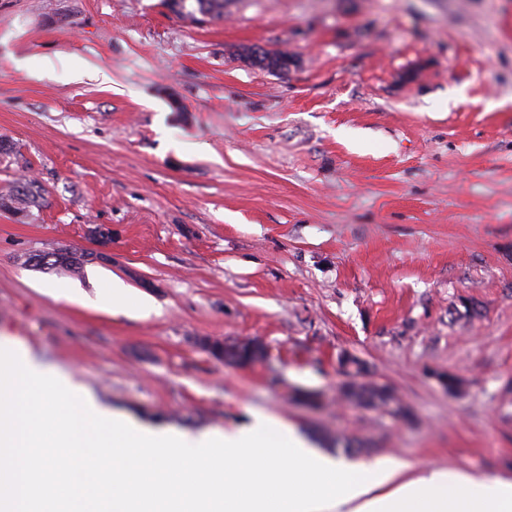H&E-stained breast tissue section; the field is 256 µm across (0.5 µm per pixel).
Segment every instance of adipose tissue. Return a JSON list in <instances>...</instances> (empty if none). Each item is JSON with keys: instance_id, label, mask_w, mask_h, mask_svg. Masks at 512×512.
I'll use <instances>...</instances> for the list:
<instances>
[{"instance_id": "adipose-tissue-1", "label": "adipose tissue", "mask_w": 512, "mask_h": 512, "mask_svg": "<svg viewBox=\"0 0 512 512\" xmlns=\"http://www.w3.org/2000/svg\"><path fill=\"white\" fill-rule=\"evenodd\" d=\"M0 512H512V481L348 464L265 414L189 437L105 410L27 351L0 347ZM53 496H46L47 488Z\"/></svg>"}]
</instances>
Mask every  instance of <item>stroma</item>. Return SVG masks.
Instances as JSON below:
<instances>
[{
    "mask_svg": "<svg viewBox=\"0 0 512 512\" xmlns=\"http://www.w3.org/2000/svg\"><path fill=\"white\" fill-rule=\"evenodd\" d=\"M0 140V192L44 198L0 209L1 344L192 436L263 411L340 460L512 479V0H0ZM345 353L409 418L342 397ZM168 2L175 12L193 19H195L196 12L201 15L224 13V0H194L196 8L193 10L187 9L188 0H168ZM250 58L253 66L262 70L285 71L292 63V57L288 52H272L261 47L251 49ZM42 193L35 182L21 183L0 195V208L9 209L21 216H29L33 207L41 205Z\"/></svg>",
    "mask_w": 512,
    "mask_h": 512,
    "instance_id": "35a3bbf8",
    "label": "stroma"
}]
</instances>
